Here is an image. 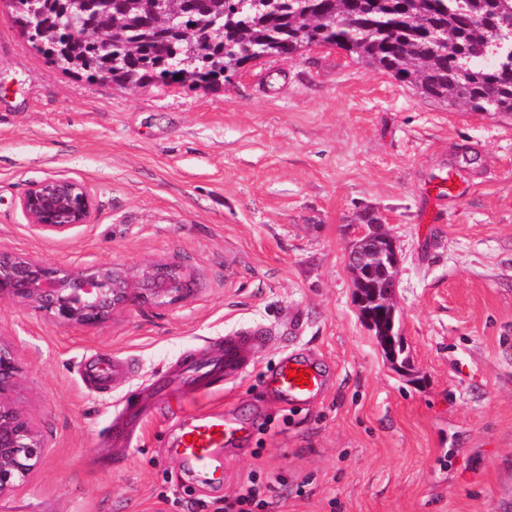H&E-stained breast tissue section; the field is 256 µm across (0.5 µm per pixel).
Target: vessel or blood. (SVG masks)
Listing matches in <instances>:
<instances>
[{
	"instance_id": "b4317fda",
	"label": "vessel or blood",
	"mask_w": 512,
	"mask_h": 512,
	"mask_svg": "<svg viewBox=\"0 0 512 512\" xmlns=\"http://www.w3.org/2000/svg\"><path fill=\"white\" fill-rule=\"evenodd\" d=\"M428 192L433 199L441 201L456 195L458 184L451 172H442L430 178ZM262 340L263 333L259 330L226 335L223 349L217 357L193 365V383L203 384L216 375L221 376L224 382L234 381L253 363L256 349ZM300 369L307 372L308 381L303 385L297 384L289 376L290 371ZM325 384L322 371L312 360L289 355L274 369L269 391L276 398L305 405L323 391ZM242 428V423L236 420L207 416L192 418L184 429L183 438L179 440L178 455L185 464L201 473H221L224 470V446Z\"/></svg>"
}]
</instances>
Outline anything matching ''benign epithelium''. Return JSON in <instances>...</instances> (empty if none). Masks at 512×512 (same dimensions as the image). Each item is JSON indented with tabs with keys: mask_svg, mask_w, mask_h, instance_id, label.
Listing matches in <instances>:
<instances>
[{
	"mask_svg": "<svg viewBox=\"0 0 512 512\" xmlns=\"http://www.w3.org/2000/svg\"><path fill=\"white\" fill-rule=\"evenodd\" d=\"M20 207L36 229L64 233L91 223L96 200L81 182L51 178L32 185ZM353 241L359 246L347 249L346 256L355 286L366 276L381 281L378 303L396 310L401 256L395 241L384 233V225L364 223L353 225ZM187 288L183 273L171 264L149 262L135 268L101 264L73 269L0 246V306L20 303L70 326H94L132 306L169 304ZM20 378L15 350L0 340V496L24 482L45 453L39 431L14 399Z\"/></svg>",
	"mask_w": 512,
	"mask_h": 512,
	"instance_id": "obj_1",
	"label": "benign epithelium"
}]
</instances>
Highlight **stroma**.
<instances>
[{"mask_svg": "<svg viewBox=\"0 0 512 512\" xmlns=\"http://www.w3.org/2000/svg\"><path fill=\"white\" fill-rule=\"evenodd\" d=\"M14 16L0 0V246L55 266L175 264L188 290L84 328L0 307L16 398L46 444L0 512H224L269 475L267 512H512L511 121L431 103L334 46L254 61L205 91L124 89L62 72ZM443 165L460 192L431 223L425 181ZM57 177L97 203L61 235L20 207ZM368 208L401 254L402 374L354 300L346 248ZM256 327L269 339L236 383L179 386L185 359ZM291 353L328 376L301 408L265 395ZM200 413L247 426L220 482L173 451Z\"/></svg>", "mask_w": 512, "mask_h": 512, "instance_id": "obj_1", "label": "stroma"}]
</instances>
